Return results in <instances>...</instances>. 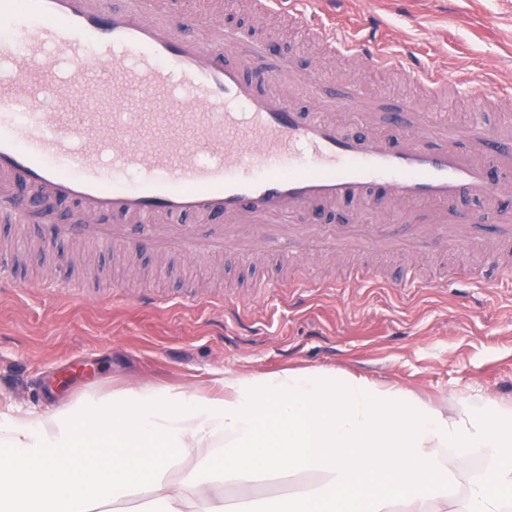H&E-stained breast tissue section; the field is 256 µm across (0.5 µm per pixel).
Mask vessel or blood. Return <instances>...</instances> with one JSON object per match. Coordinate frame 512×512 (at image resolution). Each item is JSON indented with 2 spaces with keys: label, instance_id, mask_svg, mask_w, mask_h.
Returning a JSON list of instances; mask_svg holds the SVG:
<instances>
[{
  "label": "vessel or blood",
  "instance_id": "obj_1",
  "mask_svg": "<svg viewBox=\"0 0 512 512\" xmlns=\"http://www.w3.org/2000/svg\"><path fill=\"white\" fill-rule=\"evenodd\" d=\"M258 4L266 15L307 20L329 51L408 72L427 95L448 87L447 72L418 66L415 48L395 44L392 33L360 37L343 21L323 20L321 0ZM0 27V57L12 65L11 79H0V221L32 220L30 200H62L80 214L55 226L62 240L193 261L279 245L301 258L443 245L441 230L418 231L422 206L476 198L484 209L457 213V222L475 239L490 232L512 240L497 207L512 187V127L473 128L462 145L439 119L411 124L403 105L376 119L345 89L334 104L373 131L344 135L321 106V76L302 83L313 106L298 111L288 63L268 41L200 27L173 0H0ZM50 48L67 61V79L58 78ZM103 94L116 107L145 110L134 121L97 111ZM299 153L303 164L280 168ZM128 169L139 174L132 187L122 180ZM344 203L389 212L407 231L297 221ZM103 215L112 223H100Z\"/></svg>",
  "mask_w": 512,
  "mask_h": 512
}]
</instances>
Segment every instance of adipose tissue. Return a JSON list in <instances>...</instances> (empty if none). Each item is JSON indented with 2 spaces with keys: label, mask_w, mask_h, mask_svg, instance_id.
Segmentation results:
<instances>
[{
  "label": "adipose tissue",
  "mask_w": 512,
  "mask_h": 512,
  "mask_svg": "<svg viewBox=\"0 0 512 512\" xmlns=\"http://www.w3.org/2000/svg\"><path fill=\"white\" fill-rule=\"evenodd\" d=\"M221 395L122 388L42 412L0 407V512H254L232 486L317 482L276 512H512V403L454 414L403 389L308 368L225 370ZM481 453L478 473L457 459Z\"/></svg>",
  "instance_id": "adipose-tissue-1"
}]
</instances>
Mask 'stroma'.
Instances as JSON below:
<instances>
[{
  "mask_svg": "<svg viewBox=\"0 0 512 512\" xmlns=\"http://www.w3.org/2000/svg\"><path fill=\"white\" fill-rule=\"evenodd\" d=\"M357 26L377 19L425 65L447 69L457 90L422 101L400 71L323 51L304 28L229 0L247 35H272L296 72L322 71L324 92L359 86L377 109L423 102L448 126L488 132L512 124V103L476 106L486 62L512 86V0H345ZM34 224H1L25 290L0 295V402L45 412L85 395L148 383L209 391L225 369L244 375L322 368L363 375L453 412L459 395L512 402V243L423 252L335 250L299 264L282 247L190 261L52 244ZM361 264L373 282L350 281ZM81 282V295L49 292L47 276ZM209 307L184 303L186 284ZM163 307L138 305L145 292Z\"/></svg>",
  "mask_w": 512,
  "mask_h": 512,
  "instance_id": "stroma-1",
  "label": "stroma"
}]
</instances>
